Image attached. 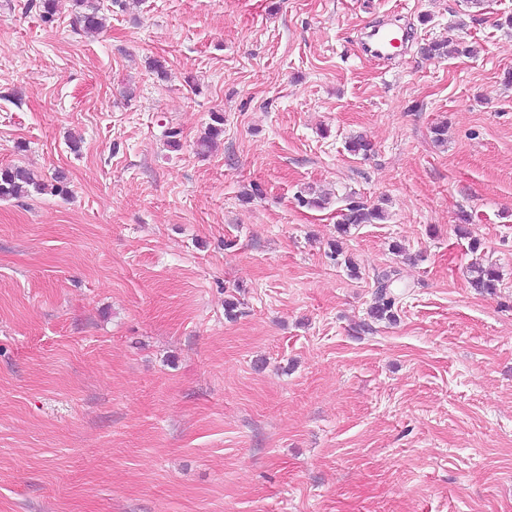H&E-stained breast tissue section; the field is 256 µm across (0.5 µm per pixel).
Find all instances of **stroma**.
<instances>
[{
    "label": "stroma",
    "instance_id": "1",
    "mask_svg": "<svg viewBox=\"0 0 512 512\" xmlns=\"http://www.w3.org/2000/svg\"><path fill=\"white\" fill-rule=\"evenodd\" d=\"M96 2L0 0V168L68 178L0 199V512H512V0ZM75 21L86 32H96L103 27V15L92 0H72ZM399 41L398 32L394 29L374 30L370 35V52L379 59H387L395 49V41ZM341 213V220L338 230L346 233L351 226H359L360 224H373L376 221H383L385 214L382 208L368 207L360 201H351ZM392 273H384L378 278L375 302L371 314L376 319L394 318V309L400 302V294L393 287Z\"/></svg>",
    "mask_w": 512,
    "mask_h": 512
}]
</instances>
